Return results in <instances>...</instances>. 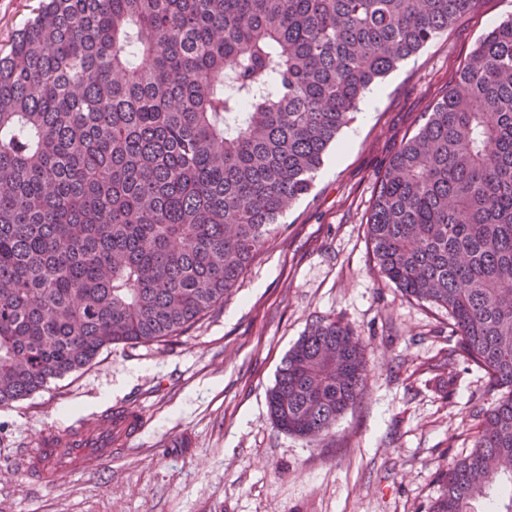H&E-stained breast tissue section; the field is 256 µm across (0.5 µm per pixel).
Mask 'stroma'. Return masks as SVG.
Instances as JSON below:
<instances>
[{"mask_svg": "<svg viewBox=\"0 0 512 512\" xmlns=\"http://www.w3.org/2000/svg\"><path fill=\"white\" fill-rule=\"evenodd\" d=\"M510 16L512 0H474L366 94L220 308L176 340L113 345L0 408V512H430L439 473L472 448L487 376L449 361L458 337L443 308L379 272L367 216L394 154ZM323 317L361 336L367 389L309 442L275 427L267 391ZM115 406L138 411L142 432L112 463L49 485L16 474L43 433Z\"/></svg>", "mask_w": 512, "mask_h": 512, "instance_id": "obj_1", "label": "stroma"}]
</instances>
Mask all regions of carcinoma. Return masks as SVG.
<instances>
[{"label":"carcinoma","instance_id":"carcinoma-1","mask_svg":"<svg viewBox=\"0 0 512 512\" xmlns=\"http://www.w3.org/2000/svg\"><path fill=\"white\" fill-rule=\"evenodd\" d=\"M473 0H42L0 53V407L114 344L176 337L224 304L309 193L370 89ZM375 264L448 311L488 376L470 453L431 512H512V16L391 159ZM366 389L362 339L301 336L276 427L330 432Z\"/></svg>","mask_w":512,"mask_h":512}]
</instances>
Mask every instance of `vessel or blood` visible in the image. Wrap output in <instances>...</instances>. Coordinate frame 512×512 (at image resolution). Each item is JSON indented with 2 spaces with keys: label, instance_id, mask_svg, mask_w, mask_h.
<instances>
[{
  "label": "vessel or blood",
  "instance_id": "vessel-or-blood-1",
  "mask_svg": "<svg viewBox=\"0 0 512 512\" xmlns=\"http://www.w3.org/2000/svg\"><path fill=\"white\" fill-rule=\"evenodd\" d=\"M137 412L118 408L61 432L42 434L21 461L26 476L46 483L74 471H92L111 462L116 447L127 445L140 431Z\"/></svg>",
  "mask_w": 512,
  "mask_h": 512
}]
</instances>
